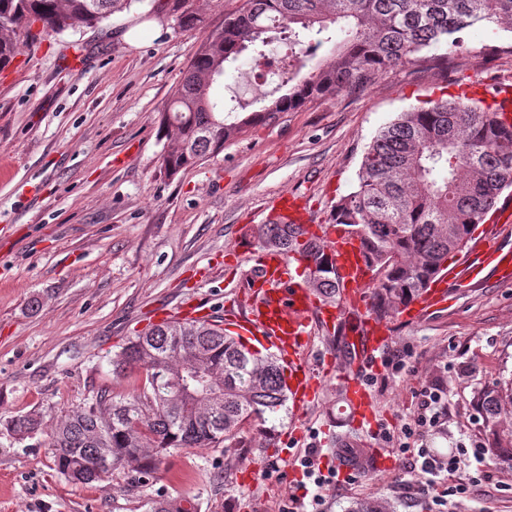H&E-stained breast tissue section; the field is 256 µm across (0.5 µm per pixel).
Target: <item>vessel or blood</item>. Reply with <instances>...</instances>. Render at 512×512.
Here are the masks:
<instances>
[{
    "mask_svg": "<svg viewBox=\"0 0 512 512\" xmlns=\"http://www.w3.org/2000/svg\"><path fill=\"white\" fill-rule=\"evenodd\" d=\"M489 83L476 82L472 89L487 93L490 103L504 114L512 113V90L504 88L490 93ZM276 206L289 221L308 224L312 233L324 236L336 257L343 301L340 305L322 304L313 294L307 280L293 275L287 256L263 251L257 258L256 270L248 280V298L242 312L226 315L225 327L234 332L247 348L274 354L285 369L288 395L294 408L303 409L315 400L323 377L339 375L346 385V403L356 424L371 421L373 400L358 371L336 370L327 361L322 377H315L306 356L318 328L337 331L347 338L356 358L370 363L376 352L389 339L386 323L372 319L368 290L371 275L362 257L358 240L339 228L309 224L308 216L288 194L280 195ZM496 238L473 251L457 265L442 270L431 288L417 298L403 315L413 320L424 312L446 306L449 295L462 292L494 275L504 282L512 281V248L500 246L498 237L512 230V211L499 209Z\"/></svg>",
    "mask_w": 512,
    "mask_h": 512,
    "instance_id": "obj_1",
    "label": "vessel or blood"
}]
</instances>
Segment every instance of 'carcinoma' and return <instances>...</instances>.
I'll return each instance as SVG.
<instances>
[{"label": "carcinoma", "instance_id": "obj_1", "mask_svg": "<svg viewBox=\"0 0 512 512\" xmlns=\"http://www.w3.org/2000/svg\"><path fill=\"white\" fill-rule=\"evenodd\" d=\"M121 0H0V64L14 52V35L35 22L60 33L92 28ZM181 28L202 23L188 0H173ZM512 19V0H244L208 35L174 91L165 124L177 125L179 145L167 153L169 177L224 147L239 130L224 120L212 92L224 63L274 33L288 41L292 63L281 77L288 94L252 114L260 122L290 112L311 96L360 89L391 69L443 63L469 49L475 36L493 38ZM336 40L328 62L308 72V57ZM512 186V122L486 98L448 94L400 113L364 152L356 186L333 206L331 219L359 241L372 281L370 315L384 322L421 296L448 260L462 253L500 194ZM261 250L306 263V277L324 302L341 297L324 237L301 224L251 228ZM113 373L142 375L132 395L116 402L104 392L57 421L46 442L57 471L81 484L128 470L155 477L170 448L233 442L252 419L288 412L283 367L276 357L244 347L207 320L162 321L129 338L112 357ZM480 414L496 429L494 456L512 462V381L478 393ZM17 438L40 426L32 414L9 417ZM148 512H187L178 500L150 501Z\"/></svg>", "mask_w": 512, "mask_h": 512}]
</instances>
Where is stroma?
<instances>
[{"instance_id": "obj_1", "label": "stroma", "mask_w": 512, "mask_h": 512, "mask_svg": "<svg viewBox=\"0 0 512 512\" xmlns=\"http://www.w3.org/2000/svg\"><path fill=\"white\" fill-rule=\"evenodd\" d=\"M164 2L132 0L94 28L20 29L0 69V419L56 420L98 389L129 397L137 376L114 378L113 353L188 299L223 318L254 269L239 248L243 235L273 216L279 195L296 193L316 222H329L366 147L399 113L453 83L512 86L506 35L478 59L458 53L443 66L402 67L362 89L307 99L170 177L163 158L177 130L161 115L202 41L243 0H190L203 19L191 30L175 26ZM151 23L159 39L125 41ZM253 56L227 64L214 86L242 103L241 119L259 108L249 88ZM388 325L389 343L365 380L371 423L338 420L341 384L330 377L319 400L277 427L290 434V458L252 423L239 443L171 450L152 482L119 470L91 485L57 472L44 433L20 441L0 426V512H148L159 496L188 498L197 512H302L296 458L314 448L327 463L347 443L374 462L356 469L354 483L328 488L326 512L371 497L387 512H435L424 490L431 479L404 469L397 443L381 433L400 435L417 392L440 386L448 417L428 447H489L477 395L512 377V283L487 278L446 307ZM394 352L404 357L397 371L382 364ZM431 481L440 491L460 487L454 512H512L510 463L490 457Z\"/></svg>"}]
</instances>
